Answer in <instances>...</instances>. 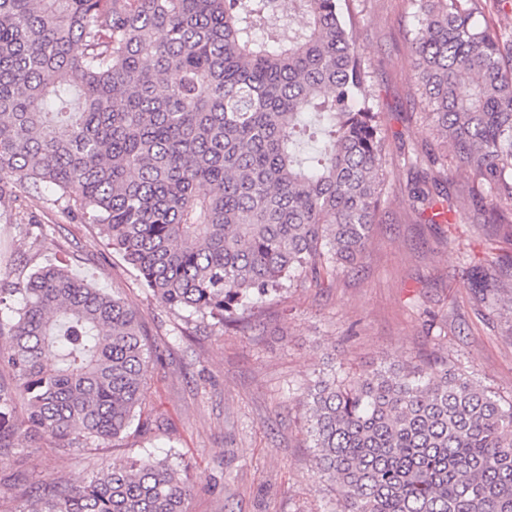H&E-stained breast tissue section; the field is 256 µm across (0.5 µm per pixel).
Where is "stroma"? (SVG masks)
Wrapping results in <instances>:
<instances>
[{"label":"stroma","mask_w":512,"mask_h":512,"mask_svg":"<svg viewBox=\"0 0 512 512\" xmlns=\"http://www.w3.org/2000/svg\"><path fill=\"white\" fill-rule=\"evenodd\" d=\"M341 7L388 128L391 189L360 266L331 286L306 284L260 304L252 330L213 328L162 306L105 246L98 225L68 221L25 194L0 204V275L15 280L59 261L121 292L140 314L157 357L146 394L152 451L176 448L199 481L186 512H333L335 494L316 472L298 405L325 363L352 379L434 352L512 400V307L483 299L469 279L486 246L510 255L512 239L472 204L462 223L437 226L409 207L404 155L436 144L413 75V10L408 0ZM23 205L43 226L36 239L18 231ZM142 447L136 436L76 453L20 439L13 459L29 485L78 483Z\"/></svg>","instance_id":"1"}]
</instances>
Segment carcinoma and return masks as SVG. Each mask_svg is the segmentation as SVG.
<instances>
[{"instance_id":"obj_1","label":"carcinoma","mask_w":512,"mask_h":512,"mask_svg":"<svg viewBox=\"0 0 512 512\" xmlns=\"http://www.w3.org/2000/svg\"><path fill=\"white\" fill-rule=\"evenodd\" d=\"M338 2L288 0L284 24L281 0H0V172L99 225L171 312L247 325L254 302L357 266L389 194L387 130ZM410 5L414 77L456 169L423 152L409 206L459 224L487 200L509 226L512 27L475 20L495 0ZM471 278L506 292L512 259ZM3 333L0 464L20 435L68 451L150 438L154 359L120 295L47 263L0 279ZM303 403L336 512H512V401L469 373L333 370ZM194 487L178 452L145 448L14 512H185Z\"/></svg>"}]
</instances>
